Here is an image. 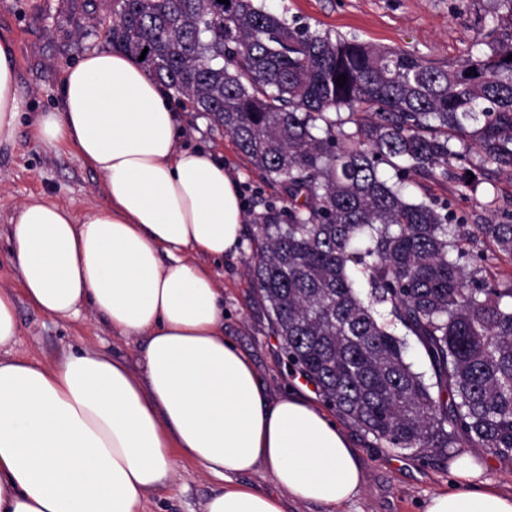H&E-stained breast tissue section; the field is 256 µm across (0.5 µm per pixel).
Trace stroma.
Here are the masks:
<instances>
[{"instance_id":"stroma-1","label":"stroma","mask_w":512,"mask_h":512,"mask_svg":"<svg viewBox=\"0 0 512 512\" xmlns=\"http://www.w3.org/2000/svg\"><path fill=\"white\" fill-rule=\"evenodd\" d=\"M277 15L309 25L319 32L340 34L376 46L410 53L431 66L448 68L465 58L482 19L495 0H264ZM112 21L108 0H0V35L10 37L16 53L19 85L25 102L13 141L0 144V286L18 287L9 221L15 209L33 199L49 200L82 214L102 206V178L70 146L47 147L33 134L38 113L54 108L64 70L85 54L109 48L105 31ZM183 141L222 154L237 180L247 216L261 213L264 202L285 206L280 184L270 181L238 149L234 139L208 119L179 107ZM416 197L451 200L458 213L485 215L492 197L512 199V178L498 176L481 183L477 192L460 193L453 182L423 181L412 185ZM254 248L245 240L239 253L213 265L224 289V336L252 362L260 383L271 394L294 391L319 401L316 387L289 368L281 340L269 313L247 273ZM18 334L11 355L50 365L62 353L96 346L132 368L143 369L142 338L112 333L94 319L66 321L50 317L28 304L16 303ZM340 426L364 460V489L345 512H424L430 496L448 489L449 460L433 464L411 454L372 447L352 423ZM218 482L204 478L197 468L182 463L174 481L150 494L145 512H203L206 499L219 490Z\"/></svg>"}]
</instances>
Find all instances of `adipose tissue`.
<instances>
[{"instance_id": "1", "label": "adipose tissue", "mask_w": 512, "mask_h": 512, "mask_svg": "<svg viewBox=\"0 0 512 512\" xmlns=\"http://www.w3.org/2000/svg\"><path fill=\"white\" fill-rule=\"evenodd\" d=\"M61 106L33 127L103 178L82 219L46 201L19 205L10 239L19 289L0 286V346L17 334L16 298L44 314L100 316L142 336L144 372L103 350L51 366L0 357V512H143L180 460L222 481L205 512H285L284 498L353 500L363 461L339 424L296 393L269 397L224 337V292L209 261L237 254L245 211L220 157L184 145L155 78L127 53L94 50L61 78ZM24 109L12 41L0 39V142ZM261 471L278 495L235 484ZM424 512H512L471 455Z\"/></svg>"}]
</instances>
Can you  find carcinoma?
Masks as SVG:
<instances>
[{
    "label": "carcinoma",
    "instance_id": "carcinoma-1",
    "mask_svg": "<svg viewBox=\"0 0 512 512\" xmlns=\"http://www.w3.org/2000/svg\"><path fill=\"white\" fill-rule=\"evenodd\" d=\"M440 69L313 32L258 0H111L112 46L230 134L288 206L254 218L250 272L288 364L377 448L512 458V210L471 224L413 180L512 175V0ZM148 52H143V49ZM346 76L345 85L336 79ZM394 171L385 179L380 166ZM429 372L406 361L407 337Z\"/></svg>",
    "mask_w": 512,
    "mask_h": 512
}]
</instances>
